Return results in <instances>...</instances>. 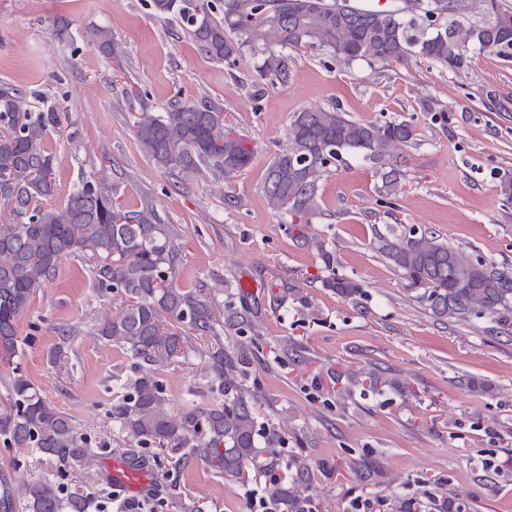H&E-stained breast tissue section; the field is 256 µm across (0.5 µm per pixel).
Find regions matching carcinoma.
Here are the masks:
<instances>
[{
	"label": "carcinoma",
	"instance_id": "1",
	"mask_svg": "<svg viewBox=\"0 0 512 512\" xmlns=\"http://www.w3.org/2000/svg\"><path fill=\"white\" fill-rule=\"evenodd\" d=\"M151 13L174 19L210 59L235 64L248 53L262 76L288 83V51L324 46L336 62L404 64L431 61L452 73L468 67L469 44L480 50L512 49V11L501 0H478L483 22L463 30L453 19L461 0H402L395 9L361 8L351 0H146ZM91 41L114 54L112 31L98 27ZM59 112L36 110L26 91L0 83V360L17 356L20 325L36 296L56 275L67 255H83L91 264L94 287L115 302L116 311L96 323V335L123 349L135 376L126 393L109 410L128 448L124 458L135 467L146 462L141 449L156 445L168 455V467L180 471L197 460L228 482L246 484L268 475L261 453L275 455L285 443L288 421L258 423L255 395L245 388L256 345L224 349L221 331L256 332L258 313L224 307L219 321L210 296L216 283L198 291L176 280L179 246L154 208L131 210L118 202L107 176H89L64 205L53 202L51 137L59 131ZM140 151L177 178L208 172L231 179L251 163L246 142L224 126V108L209 100L174 99L160 112L132 115ZM409 120L382 123L351 118L340 108L303 109L292 113L288 147L278 150L264 173L269 205L292 219L320 215V181L351 154L389 164L396 150L413 142ZM400 170L382 174L377 203L394 205ZM377 250L402 273L416 298L440 321L487 318L512 325V269L448 245L435 233L414 227L376 237ZM326 286L351 297L356 281L334 276ZM210 345L199 350L197 341ZM208 359L210 389L220 401L174 412L158 374L192 353ZM348 393L374 387L372 370L346 375ZM8 407L0 413L3 442L32 448L59 469L75 463L94 465L91 441L78 433L31 380L15 366ZM290 486L273 487L274 502L288 501L289 512H312L305 495L311 474L305 461L292 458ZM63 486L43 476L16 485L0 475V512H13L15 497L26 512H87L79 493L62 496Z\"/></svg>",
	"mask_w": 512,
	"mask_h": 512
}]
</instances>
